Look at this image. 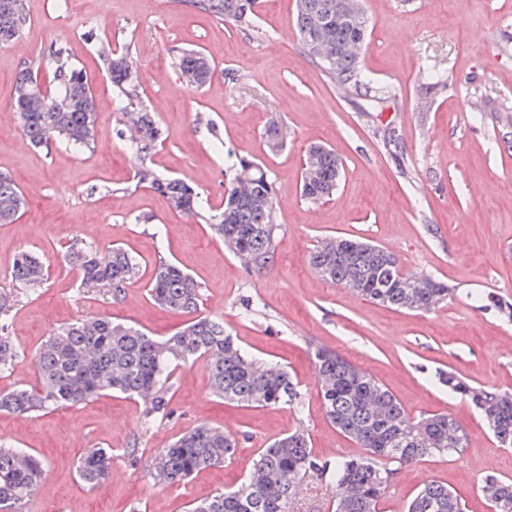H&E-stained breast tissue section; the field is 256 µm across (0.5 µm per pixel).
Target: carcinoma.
I'll use <instances>...</instances> for the list:
<instances>
[{"label": "carcinoma", "mask_w": 512, "mask_h": 512, "mask_svg": "<svg viewBox=\"0 0 512 512\" xmlns=\"http://www.w3.org/2000/svg\"><path fill=\"white\" fill-rule=\"evenodd\" d=\"M205 11L247 34L255 28L257 0H179ZM361 0H300L296 24L302 49L336 85L374 103L388 91L364 75L357 57L348 51L367 36L364 18H348L360 11ZM331 16L324 32L331 59L316 56L311 34L317 21ZM28 24L24 0H0V42L19 37ZM115 92L119 123L134 130L129 148L144 158L162 142V130L153 113L139 106V74L128 52L101 50ZM55 92L45 93L31 69L15 81L13 110L21 133L34 147L54 141L81 150L94 139L98 101L87 75L65 59L63 46L52 43ZM182 77L199 88L214 75L210 56L199 50L176 52ZM342 164L322 144L307 150L302 195L318 202L335 191ZM138 184L166 198L170 208L196 217L210 226L237 258L246 259L252 273L266 271L274 257L279 229L272 183L256 162L239 159L224 190L223 210L204 212L199 193L176 178H163L142 163L135 172ZM24 198L15 182L0 174V224L19 217ZM62 262L75 267L85 285L105 286L118 293L135 277L139 262L120 246L103 250L78 240L69 245ZM312 268L324 279L348 287L366 300L395 310L429 311L448 300L451 289L430 276L411 277L400 268L395 254L376 244L340 237L321 240L310 255ZM45 276V264L33 253H20L9 272L12 286L33 287ZM155 305L184 317L181 327L159 340L127 322L90 316L56 327L32 355L40 375L37 387L0 392V411L31 415L47 409H69L102 396L121 395L145 400L149 421L168 414L169 379L179 365L206 361L211 393L237 405H286L301 409L299 386L278 363L250 356L224 329V320L201 313L202 289L192 276L171 262H159L147 288ZM15 295L0 290V374L12 371L23 356L10 335L8 316ZM315 370L329 422L361 452L334 462L316 457L310 439L297 430L274 440L259 452L249 477L230 492H218L190 505L189 512H290L300 482L308 473L337 483L336 512H379L395 476L405 467L430 456H454L467 437L450 414L408 416L400 402L370 374L338 354L319 348ZM448 390L479 409L500 446L512 448V392L472 386L453 373L440 376ZM236 448L224 429L200 424L184 433L154 458L155 474L166 486L185 483L193 474L218 467ZM80 481L89 489L108 481L112 450L92 448L77 462ZM43 475L41 460L30 450L0 443V512H25ZM481 492L492 512H512V479L488 476ZM406 512H464V503L447 485L430 480L407 504Z\"/></svg>", "instance_id": "1"}]
</instances>
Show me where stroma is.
Masks as SVG:
<instances>
[{"label":"stroma","mask_w":512,"mask_h":512,"mask_svg":"<svg viewBox=\"0 0 512 512\" xmlns=\"http://www.w3.org/2000/svg\"><path fill=\"white\" fill-rule=\"evenodd\" d=\"M24 3L27 28L0 44V172L26 199L17 221L0 224V284L24 250L43 256L48 273L40 286L15 292L9 328L25 357L0 376V391L38 385L30 356L63 323L100 315L170 336L182 318L155 306L147 283L156 263L171 261L199 283L206 313L223 318L248 353L286 366L303 397L298 412L226 403L213 397L199 361L173 372L169 413L151 423L140 402L116 396L32 417L0 413V440L31 449L44 465L27 512H186L192 501L237 488L261 448L298 429L320 459L354 454L356 443L325 417L313 362L318 348L368 372L409 416L449 413L467 435L460 454L401 470L382 512H405L429 480L453 488L467 512H490L482 480L512 479V449L501 447L480 412L449 394L437 375L512 388V318L497 311L512 304V0H363L368 33L358 66L391 93L372 108L303 54L296 0H260L258 31L249 36L178 0ZM100 38L128 51L138 67L140 104L164 132L151 158L158 174L193 186L213 213L233 156L253 158L266 171L281 223L266 273H249L207 224L135 185L139 161L114 134L119 116ZM55 41L66 44L99 103L94 141L80 152L59 142L33 147L12 110L21 69L36 67L48 84L43 51ZM176 48L211 56L212 80L188 88L172 64ZM431 70L445 74V87L429 85ZM273 127L280 134L275 149L267 144ZM215 129L223 147L215 145ZM315 143L343 161L341 180L322 203L300 191L303 159ZM327 236L388 249L405 274L447 282V303L428 312L392 310L324 281L309 254ZM76 238L123 246L139 258L138 275L117 295L81 286L76 271L57 261ZM202 423L232 424L234 455L181 486L162 485L155 455ZM91 448L111 449L121 478L94 490L81 484L75 465ZM337 494L335 485L306 475L292 512H334Z\"/></svg>","instance_id":"stroma-1"}]
</instances>
